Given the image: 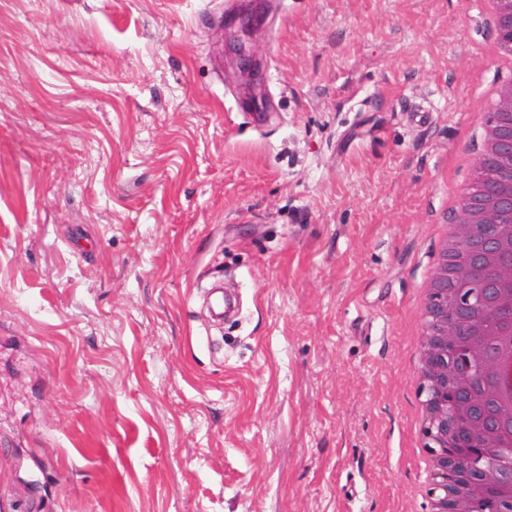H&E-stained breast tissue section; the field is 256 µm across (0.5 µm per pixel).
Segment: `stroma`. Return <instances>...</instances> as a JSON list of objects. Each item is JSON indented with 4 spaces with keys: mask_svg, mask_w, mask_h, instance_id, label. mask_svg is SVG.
Segmentation results:
<instances>
[{
    "mask_svg": "<svg viewBox=\"0 0 512 512\" xmlns=\"http://www.w3.org/2000/svg\"><path fill=\"white\" fill-rule=\"evenodd\" d=\"M481 2L259 0L256 86L241 0H0V512H427L416 299L512 82Z\"/></svg>",
    "mask_w": 512,
    "mask_h": 512,
    "instance_id": "35a3bbf8",
    "label": "stroma"
}]
</instances>
